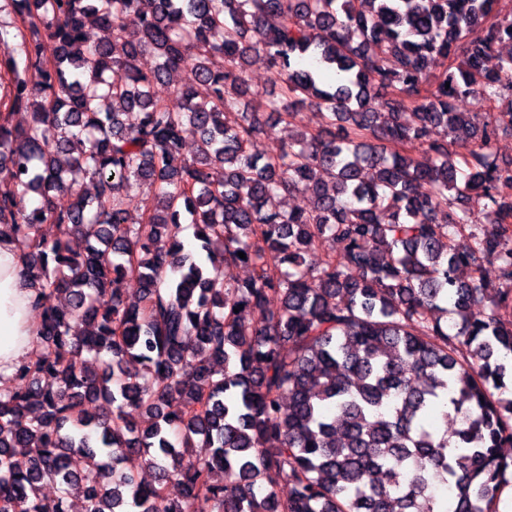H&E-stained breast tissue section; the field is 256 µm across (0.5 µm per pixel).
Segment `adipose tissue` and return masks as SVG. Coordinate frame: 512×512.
Listing matches in <instances>:
<instances>
[{
  "mask_svg": "<svg viewBox=\"0 0 512 512\" xmlns=\"http://www.w3.org/2000/svg\"><path fill=\"white\" fill-rule=\"evenodd\" d=\"M35 290L24 273V258L9 236L0 237V387L39 351V324L32 316Z\"/></svg>",
  "mask_w": 512,
  "mask_h": 512,
  "instance_id": "ef3b65f1",
  "label": "adipose tissue"
}]
</instances>
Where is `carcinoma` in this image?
I'll return each mask as SVG.
<instances>
[{"mask_svg": "<svg viewBox=\"0 0 512 512\" xmlns=\"http://www.w3.org/2000/svg\"><path fill=\"white\" fill-rule=\"evenodd\" d=\"M4 2L0 98L29 121L0 118V234L38 291L42 355L0 388V512H44L47 483L55 512L74 496L83 512H500L512 289L492 298L481 278L493 260L512 282V198L496 193L512 159L492 151L512 127V59L487 67L512 44L500 0ZM257 53L280 92L251 87ZM178 72L175 101L156 96ZM476 83L492 122L457 111ZM305 107L322 132L255 148ZM299 191L311 209L272 203ZM439 402L451 431L428 423ZM285 122H273L267 125L257 137V148L265 154L278 153L287 141Z\"/></svg>", "mask_w": 512, "mask_h": 512, "instance_id": "1", "label": "carcinoma"}]
</instances>
